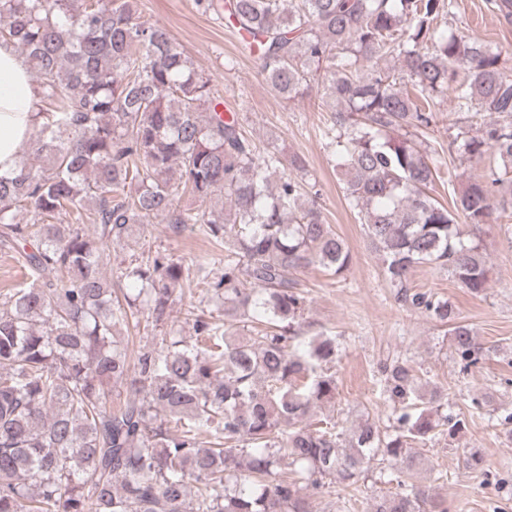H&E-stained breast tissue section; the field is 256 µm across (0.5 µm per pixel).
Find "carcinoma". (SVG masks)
Segmentation results:
<instances>
[{"mask_svg":"<svg viewBox=\"0 0 512 512\" xmlns=\"http://www.w3.org/2000/svg\"><path fill=\"white\" fill-rule=\"evenodd\" d=\"M195 3L243 33L281 99L324 76L338 106L324 135L386 280L448 328L461 370L476 366L484 348L472 329L410 275L436 264L473 294L487 288L464 226L489 223L495 188L512 180V70L500 53L438 26L452 0ZM0 44L25 55L42 118L23 151L42 165L0 174V246L29 278L0 294V512H317L324 487L357 483L378 457L395 490L368 512H448L412 482L413 445L452 439L466 421L419 394L409 360L378 368L388 426L367 419L345 437L311 420L336 398L324 371L336 338H303L295 274L339 275L351 253L307 198L305 159L258 150L138 0H0ZM438 93L456 112L498 115L452 141L462 157L491 152L497 167L451 210L429 193L446 162L412 139L431 126ZM181 193L197 205L179 206ZM154 216L175 233L205 225L224 257L193 272L149 253L106 275L110 247ZM193 276L224 321L192 309V341L171 332L130 352L118 330L164 322ZM258 316L263 330L238 333Z\"/></svg>","mask_w":512,"mask_h":512,"instance_id":"obj_1","label":"carcinoma"}]
</instances>
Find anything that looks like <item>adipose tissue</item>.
I'll return each mask as SVG.
<instances>
[{
	"label": "adipose tissue",
	"mask_w": 512,
	"mask_h": 512,
	"mask_svg": "<svg viewBox=\"0 0 512 512\" xmlns=\"http://www.w3.org/2000/svg\"><path fill=\"white\" fill-rule=\"evenodd\" d=\"M37 91L13 47L0 46V173L12 171L35 123Z\"/></svg>",
	"instance_id": "1"
}]
</instances>
